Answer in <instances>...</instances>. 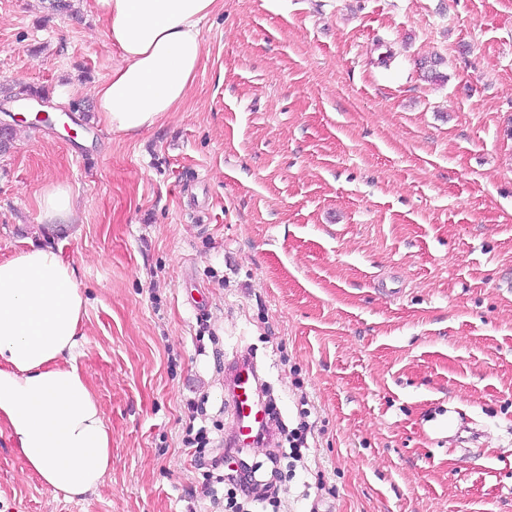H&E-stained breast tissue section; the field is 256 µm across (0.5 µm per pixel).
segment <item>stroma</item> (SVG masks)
Listing matches in <instances>:
<instances>
[{
  "instance_id": "35a3bbf8",
  "label": "stroma",
  "mask_w": 512,
  "mask_h": 512,
  "mask_svg": "<svg viewBox=\"0 0 512 512\" xmlns=\"http://www.w3.org/2000/svg\"><path fill=\"white\" fill-rule=\"evenodd\" d=\"M0 0V85L93 105L119 62L93 0ZM178 110L129 138L32 126L0 157V258L53 242L89 302L79 363L112 469L67 501L0 433V512H224L182 437L232 421L253 354L280 444L248 512H512V0H219ZM433 61L442 80L427 79ZM308 409L302 459L288 433ZM42 224L64 225L67 229L73 223V204L69 187L64 183L46 186L38 200Z\"/></svg>"
}]
</instances>
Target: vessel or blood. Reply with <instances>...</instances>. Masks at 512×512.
<instances>
[{
	"instance_id": "1",
	"label": "vessel or blood",
	"mask_w": 512,
	"mask_h": 512,
	"mask_svg": "<svg viewBox=\"0 0 512 512\" xmlns=\"http://www.w3.org/2000/svg\"><path fill=\"white\" fill-rule=\"evenodd\" d=\"M258 385L257 368L247 355H238L227 366L225 396L234 421L231 447L251 448L261 439L269 445L275 442Z\"/></svg>"
}]
</instances>
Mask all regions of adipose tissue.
Instances as JSON below:
<instances>
[{
  "instance_id": "ef3b65f1",
  "label": "adipose tissue",
  "mask_w": 512,
  "mask_h": 512,
  "mask_svg": "<svg viewBox=\"0 0 512 512\" xmlns=\"http://www.w3.org/2000/svg\"><path fill=\"white\" fill-rule=\"evenodd\" d=\"M218 0H94L120 61L94 89L99 123L134 137L176 111L203 57L202 22ZM40 220L71 226L66 184L46 186ZM87 298L57 249L0 260V425L26 469L65 498L94 492L112 434L78 362Z\"/></svg>"
}]
</instances>
